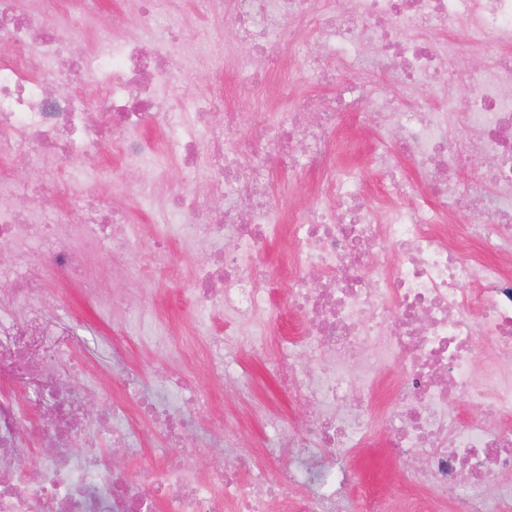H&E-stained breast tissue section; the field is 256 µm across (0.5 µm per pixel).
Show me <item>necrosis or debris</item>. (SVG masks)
Wrapping results in <instances>:
<instances>
[{
	"label": "necrosis or debris",
	"instance_id": "4bbe7bcc",
	"mask_svg": "<svg viewBox=\"0 0 512 512\" xmlns=\"http://www.w3.org/2000/svg\"><path fill=\"white\" fill-rule=\"evenodd\" d=\"M157 4L137 0L133 35L85 51L77 37L87 19L101 16L103 0H69L62 25L48 23L41 8L0 0V46L9 49L0 57V163L40 169L51 160L98 159L113 135L126 166L158 167V149L133 136L150 124L176 137L185 170L195 169L207 149L216 177L212 199L179 188L162 201L179 221L154 227L147 253L142 226L125 211L94 205L86 194L77 208L47 210L41 195L65 189L55 178L28 189L0 179V245L10 254L0 265V512H387L384 498L347 495L350 474L334 472L380 422L390 447L411 463L405 486L428 491L411 512H431L438 498L454 502L456 512H505L507 497L490 482L512 475V272L500 262L466 260L456 247L475 241L495 254L512 252V0H352L347 16L332 7L315 11L314 0H224V16L255 62L269 57L288 19L325 31L343 61L371 59L411 87L436 83L437 100L389 97L372 115L393 127L394 153L381 163L389 170L388 194L402 199L382 215L354 182L337 176L332 159L337 120L358 109L363 86L315 106L290 91L268 102L261 82H253V132L237 136L223 97L195 114L167 97L178 77L173 59L183 28L159 26ZM460 22L473 51L492 42L507 56L488 59L476 73L458 72L451 65L455 45L428 32ZM86 70L106 83L98 99L52 91L56 76ZM215 112L224 124L210 128L206 142L187 132L190 122L206 123ZM456 124L473 134L479 172L455 197L458 156L449 135ZM397 155L429 172L430 182L393 171ZM305 171L315 178V204L279 223L270 176ZM23 192L30 206L7 205ZM426 193L433 205H406ZM450 207L468 220L453 246L443 222ZM107 240L126 275L186 277L180 300L207 337L215 381L245 391L230 355L266 358L285 392L309 405L301 427L291 430L286 418L264 410L261 442L234 468H210L204 456L189 468L167 454L142 463L140 488L126 482L101 441L128 446L141 416L174 447L191 448L197 420L165 396L132 412L116 403L111 416L90 418L70 377L54 371L65 361L84 377L95 365L80 354L78 325L48 271L65 275L102 310L122 312L128 330H142L153 315L154 302L129 301L85 278L90 257ZM276 240L287 245L290 270L270 271L257 258ZM176 241L191 250L208 243L214 262L184 271L167 258ZM277 290L298 334L276 343ZM217 316L223 325L215 331ZM485 355L492 365L478 370ZM392 366L402 399L380 417L371 406ZM462 397L484 417L460 416L455 404ZM35 453L41 460L33 470L27 459ZM291 487L297 495H288Z\"/></svg>",
	"mask_w": 512,
	"mask_h": 512
}]
</instances>
